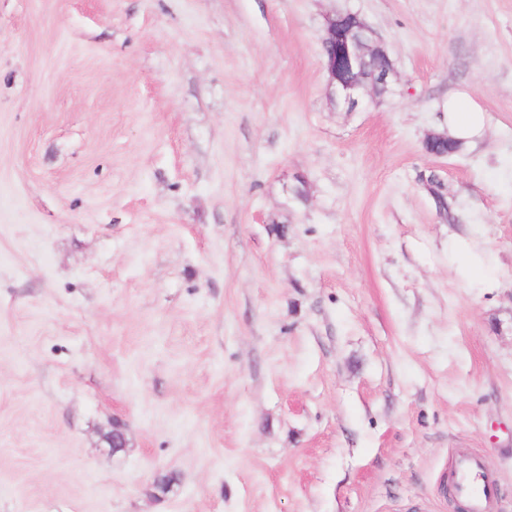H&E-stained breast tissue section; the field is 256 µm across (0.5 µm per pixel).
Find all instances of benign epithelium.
I'll list each match as a JSON object with an SVG mask.
<instances>
[{"instance_id": "obj_1", "label": "benign epithelium", "mask_w": 512, "mask_h": 512, "mask_svg": "<svg viewBox=\"0 0 512 512\" xmlns=\"http://www.w3.org/2000/svg\"><path fill=\"white\" fill-rule=\"evenodd\" d=\"M322 45L328 87L337 104L355 109L367 94H382L396 77L392 58L373 30L355 13L325 18Z\"/></svg>"}]
</instances>
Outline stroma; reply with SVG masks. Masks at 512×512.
I'll use <instances>...</instances> for the list:
<instances>
[{
  "label": "stroma",
  "mask_w": 512,
  "mask_h": 512,
  "mask_svg": "<svg viewBox=\"0 0 512 512\" xmlns=\"http://www.w3.org/2000/svg\"><path fill=\"white\" fill-rule=\"evenodd\" d=\"M461 450L512 512V0H0V512H455ZM322 45L329 90L335 103L343 104L347 110L355 109L366 93L382 95L396 77L387 49L355 13L328 15ZM370 61L383 64L364 74ZM483 113L466 97H454L448 101V130L450 136L464 144L472 142L483 131ZM448 132H431L427 135L424 148L432 155L444 157L447 153L438 154L430 149L436 142H448ZM459 254L463 259L467 277L472 283L482 285L491 282V277L485 272V265L467 242L461 244Z\"/></svg>",
  "instance_id": "1"
}]
</instances>
